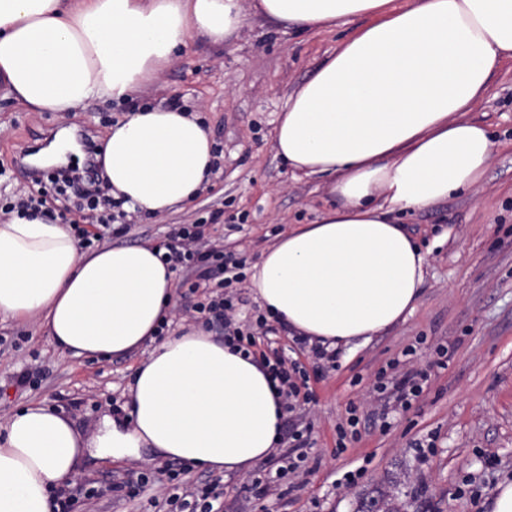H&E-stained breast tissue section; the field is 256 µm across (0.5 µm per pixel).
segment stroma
Returning a JSON list of instances; mask_svg holds the SVG:
<instances>
[{"mask_svg":"<svg viewBox=\"0 0 512 512\" xmlns=\"http://www.w3.org/2000/svg\"><path fill=\"white\" fill-rule=\"evenodd\" d=\"M245 22L224 43L196 38L138 104L177 105L197 114L214 142L210 183L182 209L139 215L120 233L88 226L93 248L168 243L175 224H202L223 240L224 253L257 263L278 234L313 223L329 202L324 178H297L273 148L277 117L289 96L353 33L359 20L300 32L268 22L243 0ZM131 104L87 102L67 118L22 112L0 98V205L27 191L16 163L27 144L51 130L87 127L95 141ZM495 144L484 179L469 191L405 214L401 222L427 253L425 282L414 313L367 343L338 347L335 364L297 352L292 336L279 331L257 340V352L298 355L309 395L310 451L297 474L281 484L275 500L252 486L268 468L227 478L190 469L196 487L220 486L224 512H360L377 492L401 512H488L499 483L512 481V62L492 76L471 113ZM0 424L21 407L43 402L70 416L88 435L103 414L126 415L132 375L145 358L137 351L111 358L76 357L58 350L34 322L0 316ZM44 369L40 386L21 387L15 377L31 361ZM427 380L409 410L385 411L367 398L378 375L408 368ZM356 413V434L337 427ZM150 455L99 459L80 474L97 497L83 512H158L165 474L135 497L112 489L113 475L151 466ZM363 475L351 489L335 481L348 470Z\"/></svg>","mask_w":512,"mask_h":512,"instance_id":"1","label":"stroma"}]
</instances>
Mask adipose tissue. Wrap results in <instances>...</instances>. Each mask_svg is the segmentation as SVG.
<instances>
[{"instance_id": "ef3b65f1", "label": "adipose tissue", "mask_w": 512, "mask_h": 512, "mask_svg": "<svg viewBox=\"0 0 512 512\" xmlns=\"http://www.w3.org/2000/svg\"><path fill=\"white\" fill-rule=\"evenodd\" d=\"M301 31L361 19L288 99L274 149L293 173L328 180L314 223L278 235L252 266L267 316L329 346L369 340L412 313L425 253L399 221L481 182L494 143L470 113L512 61V0H255ZM245 21L241 0H0V82L25 112L122 101L156 82L190 38L215 42ZM213 141L177 107L137 108L107 131L114 198L163 215L190 203ZM174 273L156 247L81 251L38 213L0 222V315L35 319L57 349L117 356L144 349L130 420L92 437L33 403L0 427V512H52V491L82 456L152 449L201 470L247 473L280 440L283 409L262 364L201 324L157 339Z\"/></svg>"}]
</instances>
